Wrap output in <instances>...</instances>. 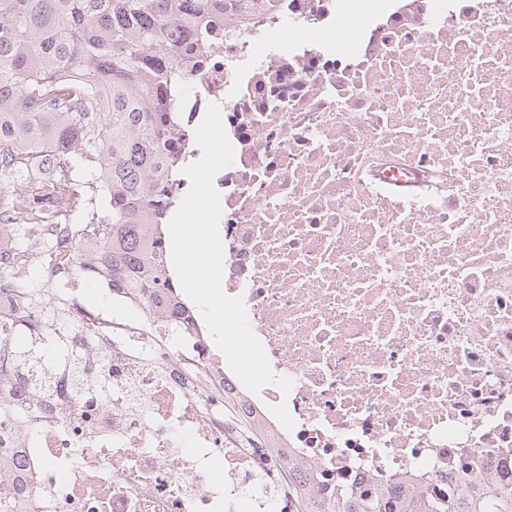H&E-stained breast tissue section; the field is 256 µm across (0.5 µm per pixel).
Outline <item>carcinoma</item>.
<instances>
[{
  "mask_svg": "<svg viewBox=\"0 0 512 512\" xmlns=\"http://www.w3.org/2000/svg\"><path fill=\"white\" fill-rule=\"evenodd\" d=\"M267 0H0V205L28 182L79 158L90 173L71 184L67 212L81 266L114 288L155 298L171 287L155 245L168 224L175 154L173 96L215 29ZM194 32L195 47L183 44ZM22 368L31 349L0 337V356ZM297 512H512V489L491 478L438 490L400 481L359 485L336 500L297 501Z\"/></svg>",
  "mask_w": 512,
  "mask_h": 512,
  "instance_id": "1",
  "label": "carcinoma"
}]
</instances>
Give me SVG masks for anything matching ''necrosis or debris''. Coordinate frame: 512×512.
<instances>
[{
	"label": "necrosis or debris",
	"mask_w": 512,
	"mask_h": 512,
	"mask_svg": "<svg viewBox=\"0 0 512 512\" xmlns=\"http://www.w3.org/2000/svg\"><path fill=\"white\" fill-rule=\"evenodd\" d=\"M218 104L222 284L289 392L251 393L191 301L130 317L65 288L74 241L27 253L68 318L0 285V335L55 339L0 415L23 512H294L369 481L512 465V0H268L175 97L180 166Z\"/></svg>",
	"instance_id": "4bbe7bcc"
}]
</instances>
